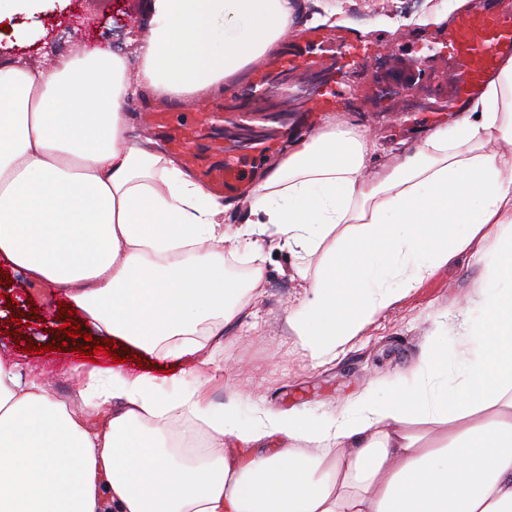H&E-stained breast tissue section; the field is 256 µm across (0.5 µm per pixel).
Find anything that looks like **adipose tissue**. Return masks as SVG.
<instances>
[{
	"mask_svg": "<svg viewBox=\"0 0 512 512\" xmlns=\"http://www.w3.org/2000/svg\"><path fill=\"white\" fill-rule=\"evenodd\" d=\"M148 35L104 50L0 63V260L62 288L106 335L159 360L207 366L261 295L225 255L275 238L312 300L287 318L316 359L449 256L487 270L476 315L388 397L368 389L329 423L294 410L213 405L182 375L86 363L77 393L21 381L0 349V512H512V58L452 125L389 150L336 117L292 136L236 207L162 150L128 135L147 91L198 99L228 88L292 29L294 0H145ZM317 257L316 267L305 260ZM204 448L191 464L169 426Z\"/></svg>",
	"mask_w": 512,
	"mask_h": 512,
	"instance_id": "ef3b65f1",
	"label": "adipose tissue"
}]
</instances>
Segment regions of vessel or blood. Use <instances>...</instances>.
Listing matches in <instances>:
<instances>
[{
  "label": "vessel or blood",
  "mask_w": 512,
  "mask_h": 512,
  "mask_svg": "<svg viewBox=\"0 0 512 512\" xmlns=\"http://www.w3.org/2000/svg\"><path fill=\"white\" fill-rule=\"evenodd\" d=\"M338 45L344 70H355L370 58L373 48L349 31L327 34L310 30L302 38L273 54L259 58L251 71L253 87L267 85L273 78L301 71H324L328 80L311 100L313 112H330L347 101L349 89L341 72H336L324 55L325 45ZM428 50L448 54L454 62L450 80L454 94L445 111L461 108L483 91L490 73L501 59L512 57V0H484L474 11L457 15L427 42ZM143 118L158 129L165 140L183 153L189 167L204 178L219 196L246 192L251 185L255 162L274 147L273 141L259 139L248 150L226 141L224 120L216 113L203 111L198 117L183 119L162 112H147Z\"/></svg>",
  "instance_id": "vessel-or-blood-1"
}]
</instances>
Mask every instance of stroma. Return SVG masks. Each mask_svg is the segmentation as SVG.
<instances>
[{
  "label": "stroma",
  "mask_w": 512,
  "mask_h": 512,
  "mask_svg": "<svg viewBox=\"0 0 512 512\" xmlns=\"http://www.w3.org/2000/svg\"><path fill=\"white\" fill-rule=\"evenodd\" d=\"M295 0L293 38L310 29L350 28L375 50L347 82L351 96L337 115L366 131L384 147L413 145L425 127L403 122L401 108L420 110L448 100L453 62L444 54L425 57L418 69V43L429 33L425 20L441 13L466 12L472 0ZM150 20L141 0H36L0 23V60L44 52L65 53L83 47L124 53L129 38L147 36ZM265 280L261 296L224 328V353L210 372L214 404L237 400L239 417L250 424L259 409H300L309 423L327 422L364 389L389 395L400 376L417 365L435 341H452L464 316L472 315L471 295L486 270L471 251L451 256L410 294L379 313L335 359L318 361L288 331L286 318L309 292L294 279L295 257L287 248H264ZM0 284V347L14 352L23 367L35 366L53 383L57 395L77 389L68 366L79 361L75 347L45 352L61 328L62 290L31 284L25 273L9 268ZM34 353H24V346Z\"/></svg>",
  "instance_id": "stroma-1"
}]
</instances>
